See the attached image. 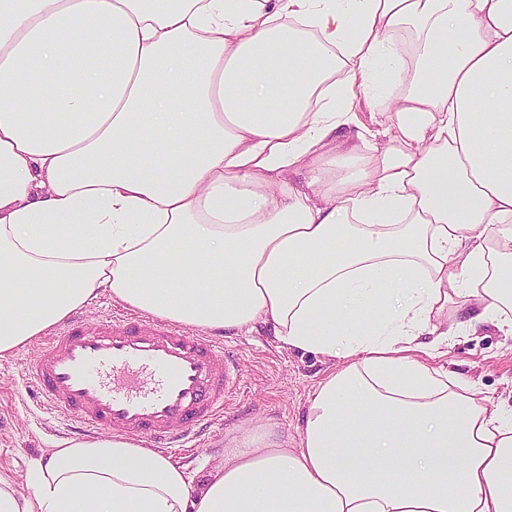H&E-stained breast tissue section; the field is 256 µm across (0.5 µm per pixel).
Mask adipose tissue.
<instances>
[{
  "label": "adipose tissue",
  "mask_w": 512,
  "mask_h": 512,
  "mask_svg": "<svg viewBox=\"0 0 512 512\" xmlns=\"http://www.w3.org/2000/svg\"><path fill=\"white\" fill-rule=\"evenodd\" d=\"M103 293L340 365L295 444L71 439L0 512H512V414L431 364L512 333V0H0V355ZM400 86L395 85L384 93L377 94L371 98H359L353 104L354 112H358L361 119L371 128H378L375 120H382L379 112H385L389 101L403 94L402 92L408 88V83L402 87Z\"/></svg>",
  "instance_id": "adipose-tissue-1"
}]
</instances>
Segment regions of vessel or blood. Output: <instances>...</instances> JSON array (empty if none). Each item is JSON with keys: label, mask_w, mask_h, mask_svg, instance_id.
<instances>
[{"label": "vessel or blood", "mask_w": 512, "mask_h": 512, "mask_svg": "<svg viewBox=\"0 0 512 512\" xmlns=\"http://www.w3.org/2000/svg\"><path fill=\"white\" fill-rule=\"evenodd\" d=\"M39 349L23 375L47 410L82 431L107 429L149 447L191 442L223 416L237 383L223 339L135 313L91 327L70 320Z\"/></svg>", "instance_id": "b4317fda"}]
</instances>
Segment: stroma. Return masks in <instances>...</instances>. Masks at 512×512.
I'll use <instances>...</instances> for the list:
<instances>
[{"label":"stroma","mask_w":512,"mask_h":512,"mask_svg":"<svg viewBox=\"0 0 512 512\" xmlns=\"http://www.w3.org/2000/svg\"><path fill=\"white\" fill-rule=\"evenodd\" d=\"M224 349L236 360L239 385L225 399L223 420L196 447L168 453L193 475L219 463L225 443L249 429L264 426L297 436L309 393L335 366L332 359L285 348L263 326L225 333ZM35 351L30 342L0 356V477L22 495L31 492L34 463L71 437L69 420L43 409L35 387L22 376ZM435 363L469 382L476 396L512 407V335L488 324L459 328Z\"/></svg>","instance_id":"35a3bbf8"}]
</instances>
